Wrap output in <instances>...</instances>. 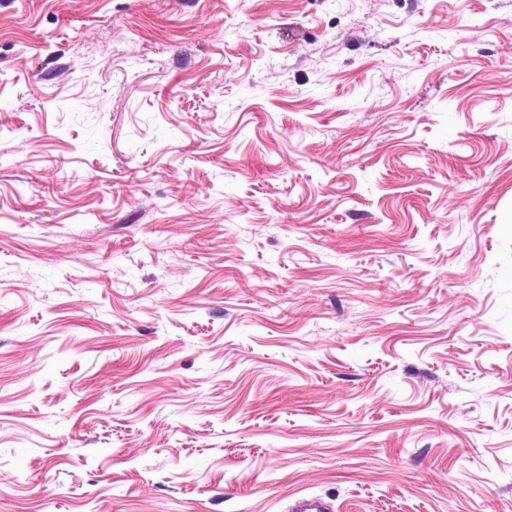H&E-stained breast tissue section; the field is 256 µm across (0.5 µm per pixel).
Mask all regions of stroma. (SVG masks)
<instances>
[{"mask_svg": "<svg viewBox=\"0 0 512 512\" xmlns=\"http://www.w3.org/2000/svg\"><path fill=\"white\" fill-rule=\"evenodd\" d=\"M512 512V0H0V512ZM289 512H334V504L320 496L299 495L295 497L288 508Z\"/></svg>", "mask_w": 512, "mask_h": 512, "instance_id": "1", "label": "stroma"}]
</instances>
